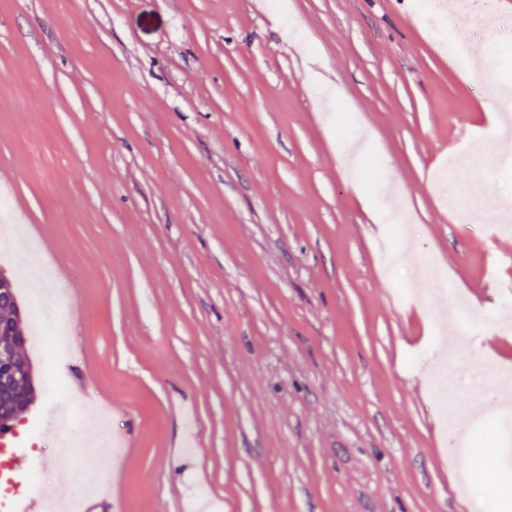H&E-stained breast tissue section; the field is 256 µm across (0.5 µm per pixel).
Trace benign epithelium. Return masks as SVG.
Instances as JSON below:
<instances>
[{
	"label": "benign epithelium",
	"mask_w": 512,
	"mask_h": 512,
	"mask_svg": "<svg viewBox=\"0 0 512 512\" xmlns=\"http://www.w3.org/2000/svg\"><path fill=\"white\" fill-rule=\"evenodd\" d=\"M15 330L14 323L0 321V390L10 391L15 388L20 394V410L17 415L7 420L0 418V428L8 432L12 431L21 416L31 409L22 385L34 386L32 363L28 353L14 341Z\"/></svg>",
	"instance_id": "benign-epithelium-1"
}]
</instances>
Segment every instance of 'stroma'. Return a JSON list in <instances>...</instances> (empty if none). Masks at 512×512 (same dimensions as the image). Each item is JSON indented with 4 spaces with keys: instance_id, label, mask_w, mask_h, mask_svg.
I'll return each instance as SVG.
<instances>
[{
    "instance_id": "35a3bbf8",
    "label": "stroma",
    "mask_w": 512,
    "mask_h": 512,
    "mask_svg": "<svg viewBox=\"0 0 512 512\" xmlns=\"http://www.w3.org/2000/svg\"><path fill=\"white\" fill-rule=\"evenodd\" d=\"M476 21L438 0H0V214L29 243L0 235V268L37 275L23 317L68 309L74 342L62 366L29 349L27 448L106 455L75 434L90 396L137 429L136 462L93 473L123 512H512L491 445L458 491L433 395L446 367L480 405L479 366L438 346L449 292L473 352L512 366V270L487 285L512 234L458 222L441 196L470 206L464 178L435 184L482 140L481 198L512 213V37L474 70L453 48ZM426 263L443 283L401 296ZM66 401L71 429L41 432Z\"/></svg>"
}]
</instances>
